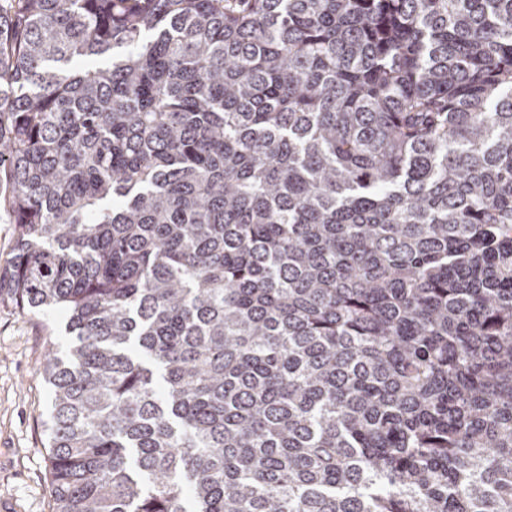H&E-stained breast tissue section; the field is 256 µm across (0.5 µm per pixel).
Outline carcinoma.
<instances>
[{
  "instance_id": "cac0c4a2",
  "label": "carcinoma",
  "mask_w": 512,
  "mask_h": 512,
  "mask_svg": "<svg viewBox=\"0 0 512 512\" xmlns=\"http://www.w3.org/2000/svg\"><path fill=\"white\" fill-rule=\"evenodd\" d=\"M0 212L54 512H512V0H0Z\"/></svg>"
}]
</instances>
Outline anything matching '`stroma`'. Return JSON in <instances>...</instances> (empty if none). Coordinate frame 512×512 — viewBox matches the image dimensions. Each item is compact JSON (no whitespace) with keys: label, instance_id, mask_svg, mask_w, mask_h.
<instances>
[{"label":"stroma","instance_id":"1","mask_svg":"<svg viewBox=\"0 0 512 512\" xmlns=\"http://www.w3.org/2000/svg\"><path fill=\"white\" fill-rule=\"evenodd\" d=\"M63 310L0 306V512H52L50 388L43 364L71 343Z\"/></svg>","mask_w":512,"mask_h":512}]
</instances>
